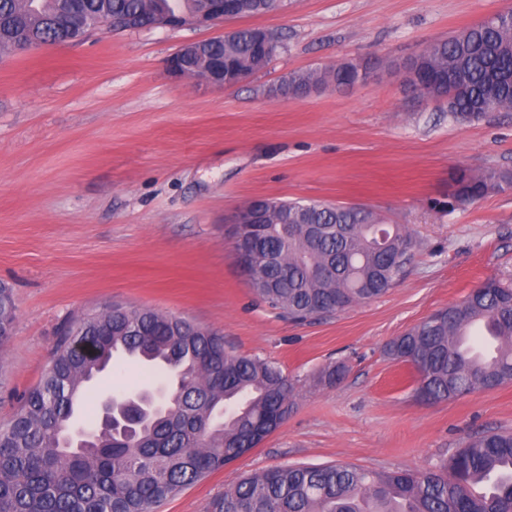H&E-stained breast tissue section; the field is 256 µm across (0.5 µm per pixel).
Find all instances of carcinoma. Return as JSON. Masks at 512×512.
Masks as SVG:
<instances>
[{
  "label": "carcinoma",
  "instance_id": "1",
  "mask_svg": "<svg viewBox=\"0 0 512 512\" xmlns=\"http://www.w3.org/2000/svg\"><path fill=\"white\" fill-rule=\"evenodd\" d=\"M201 0H0V51L44 40H75L100 18L114 31L130 18L193 12ZM283 0H239L243 16L280 10ZM257 30L239 29L205 48L227 66L256 73ZM431 79L454 84V118L512 112V15L479 24L418 54ZM356 65L294 72L274 97L351 86ZM453 197L469 205L512 185V172L458 169ZM288 223L266 224L245 264L254 293L294 321L331 316L385 294L405 272L413 238L363 206L285 202ZM16 318L12 289L0 286V350ZM410 363L417 389L435 402L512 382V287L472 289L387 345ZM170 374L162 400L121 437L90 420L87 448L76 434L86 386L115 356ZM294 383L281 368L227 351L224 337L174 315L114 304L80 320L57 345L40 383L0 427V512H152L260 444L283 423ZM207 512H512V433L487 432L457 449L440 470L373 472L350 465L274 467L238 481Z\"/></svg>",
  "mask_w": 512,
  "mask_h": 512
}]
</instances>
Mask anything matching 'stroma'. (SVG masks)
Segmentation results:
<instances>
[{"mask_svg": "<svg viewBox=\"0 0 512 512\" xmlns=\"http://www.w3.org/2000/svg\"><path fill=\"white\" fill-rule=\"evenodd\" d=\"M512 0H285L236 26L275 33L269 68L231 89L180 79L166 60L211 28L99 30L0 52V281L16 320L0 351V425L38 385L79 317L115 302L184 317L295 385L287 421L248 454L154 512H206L245 475L275 465L437 470L472 437L512 432V383L440 403L387 357L395 337L488 279L512 282V187L448 206V174L512 171V112L455 119L405 83L403 64ZM351 59L350 87L303 98L268 90L293 71ZM270 198L361 205L410 230L404 275L385 294L294 322L259 302L235 259L237 207ZM345 368L336 384L323 370ZM143 365L104 372L84 412L148 385Z\"/></svg>", "mask_w": 512, "mask_h": 512, "instance_id": "obj_1", "label": "stroma"}]
</instances>
